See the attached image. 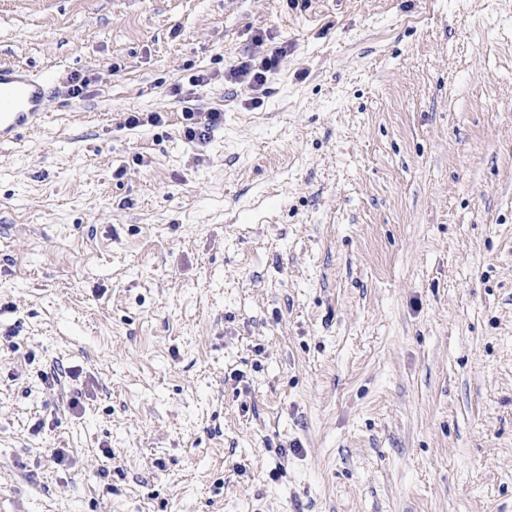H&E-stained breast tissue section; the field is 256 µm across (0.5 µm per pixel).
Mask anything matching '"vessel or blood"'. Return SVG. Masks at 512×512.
Listing matches in <instances>:
<instances>
[{
    "instance_id": "obj_1",
    "label": "vessel or blood",
    "mask_w": 512,
    "mask_h": 512,
    "mask_svg": "<svg viewBox=\"0 0 512 512\" xmlns=\"http://www.w3.org/2000/svg\"><path fill=\"white\" fill-rule=\"evenodd\" d=\"M52 91L45 76L13 66L0 67V142L13 141L40 124Z\"/></svg>"
}]
</instances>
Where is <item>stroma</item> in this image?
Wrapping results in <instances>:
<instances>
[{"label": "stroma", "instance_id": "35a3bbf8", "mask_svg": "<svg viewBox=\"0 0 512 512\" xmlns=\"http://www.w3.org/2000/svg\"><path fill=\"white\" fill-rule=\"evenodd\" d=\"M1 65L0 512H512V0H0ZM286 54L285 47L274 49L271 54L260 58L251 59L250 62H243L231 69L230 77L235 80H248L249 82L262 85L266 81L267 74L277 68L280 60ZM52 82L26 69L0 67V142L13 141L40 124ZM183 117L184 120L187 121L184 136L191 141L196 139L205 140L210 131L221 125L224 119L223 113L217 111L208 112L207 115L204 116V121L200 114L191 111L184 112Z\"/></svg>", "mask_w": 512, "mask_h": 512}]
</instances>
